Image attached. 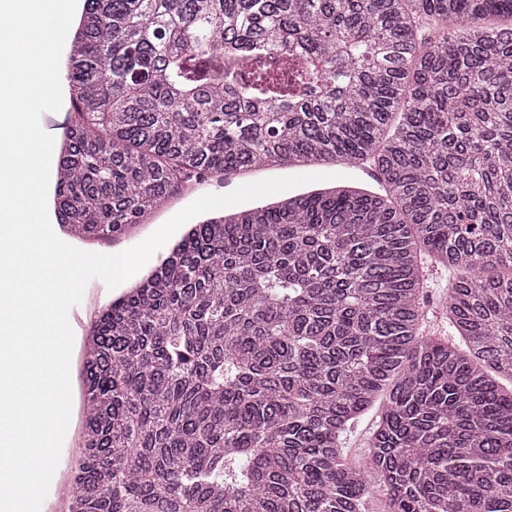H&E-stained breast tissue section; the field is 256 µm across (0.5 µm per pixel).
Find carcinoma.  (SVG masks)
I'll use <instances>...</instances> for the list:
<instances>
[{
	"label": "carcinoma",
	"mask_w": 512,
	"mask_h": 512,
	"mask_svg": "<svg viewBox=\"0 0 512 512\" xmlns=\"http://www.w3.org/2000/svg\"><path fill=\"white\" fill-rule=\"evenodd\" d=\"M512 0H86L54 215L375 169L195 224L84 343L70 512H512ZM428 254L460 270L421 327ZM383 398L374 479L342 437Z\"/></svg>",
	"instance_id": "cac0c4a2"
}]
</instances>
